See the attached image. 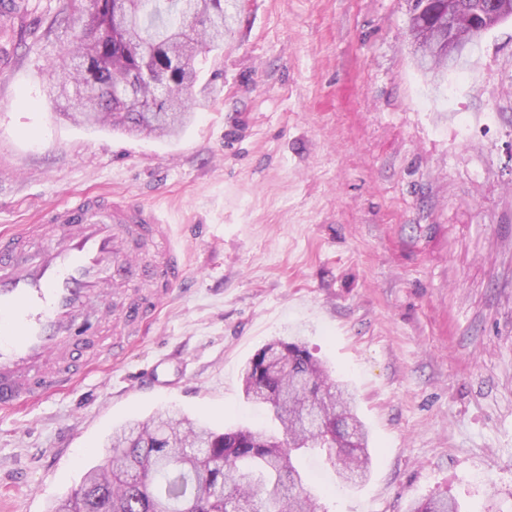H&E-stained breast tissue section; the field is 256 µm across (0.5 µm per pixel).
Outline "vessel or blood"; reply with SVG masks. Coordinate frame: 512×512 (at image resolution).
<instances>
[{
    "instance_id": "obj_1",
    "label": "vessel or blood",
    "mask_w": 512,
    "mask_h": 512,
    "mask_svg": "<svg viewBox=\"0 0 512 512\" xmlns=\"http://www.w3.org/2000/svg\"><path fill=\"white\" fill-rule=\"evenodd\" d=\"M144 237L161 248L148 270L131 248ZM145 271L165 295L183 280L186 265L161 215L136 201L78 195L42 223L0 234V410L65 389L75 376L71 346L111 352L102 334L112 312L108 288ZM156 304V297L144 298L122 309L129 335L139 333Z\"/></svg>"
}]
</instances>
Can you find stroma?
<instances>
[{"label":"stroma","instance_id":"1","mask_svg":"<svg viewBox=\"0 0 512 512\" xmlns=\"http://www.w3.org/2000/svg\"><path fill=\"white\" fill-rule=\"evenodd\" d=\"M63 0L0 28V231L77 193L158 210L187 278L135 344L67 392L0 411V512H50L113 428L169 409L278 432L242 370L304 341L355 397L370 473L302 476L324 512H512V19L455 93L408 35V0H226L189 124L133 136L75 124L49 95Z\"/></svg>","mask_w":512,"mask_h":512}]
</instances>
